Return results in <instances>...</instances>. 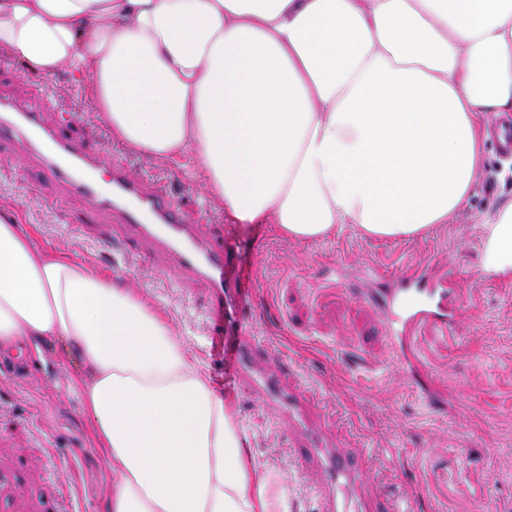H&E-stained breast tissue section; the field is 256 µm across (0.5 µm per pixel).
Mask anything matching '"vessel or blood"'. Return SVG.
Segmentation results:
<instances>
[{"mask_svg": "<svg viewBox=\"0 0 512 512\" xmlns=\"http://www.w3.org/2000/svg\"><path fill=\"white\" fill-rule=\"evenodd\" d=\"M24 147L39 172L49 175L61 195L77 194L93 213L106 217L108 228L124 239L165 255L181 278L187 298L201 299L209 320L210 341L222 345L224 363L238 384L248 386L262 406L282 405L296 420L294 441L319 464L324 481L323 500L334 508V487L357 483L358 467L346 453L321 445L324 432L307 422L305 393L285 375L259 370L263 345L250 318L252 287L234 262V247L223 232L212 233L138 174L127 160L112 166L109 188L98 180L100 158L69 137L63 125L49 119L45 104H20L0 99V147ZM397 286L384 296L396 316L390 335L410 341L430 324L453 328L461 298L453 277H435L432 269L411 268L398 274Z\"/></svg>", "mask_w": 512, "mask_h": 512, "instance_id": "b4317fda", "label": "vessel or blood"}]
</instances>
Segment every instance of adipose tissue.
Masks as SVG:
<instances>
[{"instance_id": "1", "label": "adipose tissue", "mask_w": 512, "mask_h": 512, "mask_svg": "<svg viewBox=\"0 0 512 512\" xmlns=\"http://www.w3.org/2000/svg\"><path fill=\"white\" fill-rule=\"evenodd\" d=\"M0 51L66 71L114 139L188 165L243 224L416 237L468 201L512 112V0H0ZM482 268L512 277V202ZM80 356L105 512H284L166 316L0 208V351Z\"/></svg>"}]
</instances>
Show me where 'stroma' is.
Returning a JSON list of instances; mask_svg holds the SVG:
<instances>
[{"instance_id":"35a3bbf8","label":"stroma","mask_w":512,"mask_h":512,"mask_svg":"<svg viewBox=\"0 0 512 512\" xmlns=\"http://www.w3.org/2000/svg\"><path fill=\"white\" fill-rule=\"evenodd\" d=\"M0 89L44 99L51 115L99 152L104 173L130 158L202 224L223 226L238 264L257 279L254 330L268 346L265 368L288 373L311 391L309 416L334 434V447L364 457L360 497L387 494L403 512H512V278L480 264L482 225L512 201V158L485 144L482 173L468 203L421 236L377 239L353 224L318 241H291L266 224H239L211 203L188 169L113 139L90 100L67 74L45 75L0 54ZM0 207L35 227L37 242L124 280L162 310L235 411L262 473L288 512H326L320 474L291 449L286 415L255 404L224 382L211 356L208 317L182 296L165 258L76 230L87 218L80 195L58 197L19 149L0 150ZM452 272L463 310L455 328H423L403 349L388 333L389 312L365 292L390 288L408 267ZM419 366L431 390L414 387ZM84 372L63 340L24 342L0 353V512H105L113 478L98 448L75 380Z\"/></svg>"}]
</instances>
